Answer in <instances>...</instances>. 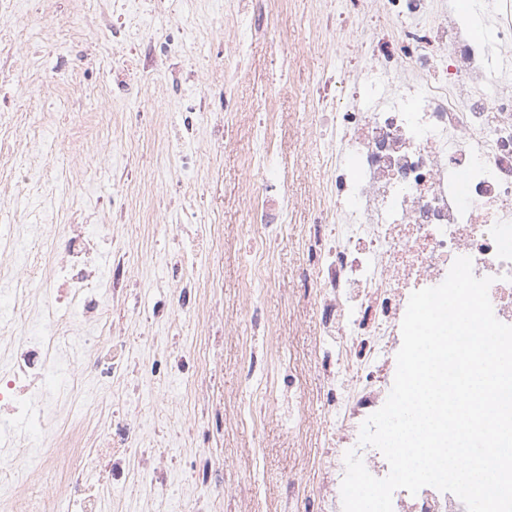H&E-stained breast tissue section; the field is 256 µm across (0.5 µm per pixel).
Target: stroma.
<instances>
[{"instance_id": "35a3bbf8", "label": "stroma", "mask_w": 512, "mask_h": 512, "mask_svg": "<svg viewBox=\"0 0 512 512\" xmlns=\"http://www.w3.org/2000/svg\"><path fill=\"white\" fill-rule=\"evenodd\" d=\"M245 72L233 92L241 110L222 146L212 151V168L202 169L199 182L207 185L204 199L192 189L181 188L158 178L153 194L163 199L172 220L220 225L224 247L214 267L198 269L200 278L218 272L223 295L226 328L216 367V380L224 391L225 427L219 457L224 465V512H303L300 503L288 496L290 475L303 472L307 481L320 483L316 464L326 455L327 415L313 393L314 350L318 341L313 309L294 300L299 273L308 267L309 257L301 234L310 222L305 201L322 181L319 163L304 161L308 131L301 116L308 107L306 92L324 68V58L309 51L294 66H287L272 39L245 37ZM273 100L282 132L280 163L295 168L293 193L299 201L291 215L293 232L273 248L271 257L275 282H256L251 295L243 293V272L249 248L246 206L241 197V180L247 170L252 122L247 112ZM61 132L80 140L97 134L112 140V154L122 157L127 135L107 121L89 114L61 111L57 114ZM129 246L138 249L143 264L139 279L150 287L138 288V308L151 307L156 299L155 283L168 279L162 261L176 251V243L148 236L143 225L129 224L124 230ZM253 298L270 328L269 335H255L247 312L246 298ZM254 354L253 376H246L242 363ZM305 419L306 433L297 436V419Z\"/></svg>"}]
</instances>
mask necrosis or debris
Instances as JSON below:
<instances>
[{
	"label": "necrosis or debris",
	"instance_id": "necrosis-or-debris-1",
	"mask_svg": "<svg viewBox=\"0 0 512 512\" xmlns=\"http://www.w3.org/2000/svg\"><path fill=\"white\" fill-rule=\"evenodd\" d=\"M314 37L283 34L278 49L298 60L315 48L326 66L309 92L308 157L325 170L312 197L315 213L303 240L311 265L298 279L299 303L314 306L319 329L316 398L328 414L329 442L318 486L299 475L289 496L309 512H341L344 455L356 450L367 470L386 477L389 464L358 443L362 423L385 403L402 343L412 292L439 285L454 260L491 278L495 316L512 325V0H483L493 38L473 36L448 0H318ZM169 0H0V512H101L112 487L138 482L163 492L181 474L194 493L184 512H222L224 399L204 374L209 343L184 344L182 331L219 312V291L203 305L195 273L221 240L215 224L155 219L179 244L166 265L171 283L138 317L151 355L132 357L112 315L129 303L139 256L103 254L107 226L81 222L48 233L20 212L19 193L50 196L56 164L47 144L50 114L35 111L38 76L83 82L67 97L72 109L94 104L108 115L121 103L131 132L156 123L151 81L176 106L181 127L164 165L177 186L190 185L204 147L224 142L238 104L230 73L243 43L213 23L208 39L222 77L187 59L185 20ZM167 15L144 36L130 17ZM95 39L81 40L82 31ZM133 55L106 72L110 99H96L93 79L103 46ZM260 142L243 182L251 234L283 236L298 201L278 162L276 122L253 127ZM73 179L92 184L112 167V145L68 151ZM166 328L157 339L158 328ZM64 372L62 384L48 385ZM179 381L183 390L167 391ZM164 390L151 412L143 383ZM151 421H143V412ZM39 425L51 442L32 439ZM196 452L171 453L181 435ZM393 512H466L453 494L432 487L399 489Z\"/></svg>",
	"mask_w": 512,
	"mask_h": 512
}]
</instances>
